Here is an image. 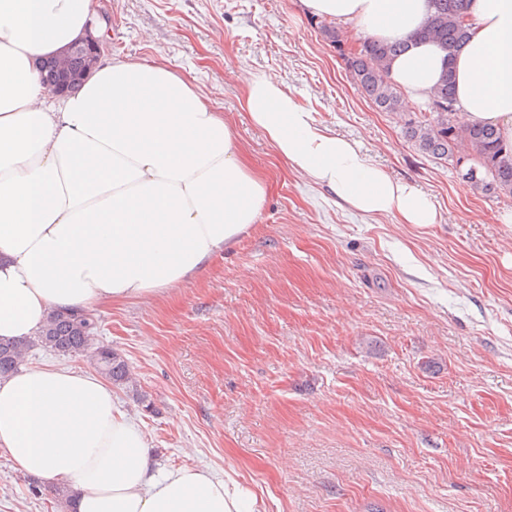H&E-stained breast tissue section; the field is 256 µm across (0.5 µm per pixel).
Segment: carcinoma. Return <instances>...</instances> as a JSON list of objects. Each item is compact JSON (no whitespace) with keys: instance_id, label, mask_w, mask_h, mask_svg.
I'll return each instance as SVG.
<instances>
[{"instance_id":"carcinoma-1","label":"carcinoma","mask_w":512,"mask_h":512,"mask_svg":"<svg viewBox=\"0 0 512 512\" xmlns=\"http://www.w3.org/2000/svg\"><path fill=\"white\" fill-rule=\"evenodd\" d=\"M433 14L420 35L433 39L454 54L471 37L465 0H431ZM325 38L343 58L361 94L384 112L403 109L401 92L388 76L390 61L405 50L401 42L365 39L346 45L334 25L322 27ZM455 78L445 71L428 99L418 109L429 114L423 121L408 124L406 134L422 153L448 160L456 148L466 150L469 166L463 176L488 191L512 196V152L506 150L498 130L488 124L462 126L454 112ZM95 323L86 313L57 312L33 337L0 343V375L20 368L28 350L41 346L62 355L82 354L94 368L115 385L131 382L127 362L112 347L97 341Z\"/></svg>"}]
</instances>
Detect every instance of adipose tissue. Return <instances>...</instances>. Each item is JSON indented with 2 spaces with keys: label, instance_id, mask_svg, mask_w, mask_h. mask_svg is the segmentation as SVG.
Wrapping results in <instances>:
<instances>
[{
  "label": "adipose tissue",
  "instance_id": "obj_1",
  "mask_svg": "<svg viewBox=\"0 0 512 512\" xmlns=\"http://www.w3.org/2000/svg\"><path fill=\"white\" fill-rule=\"evenodd\" d=\"M366 37L405 41L390 77L407 107L455 73L463 123L500 128L512 150V0H470L455 55L412 41L428 0H302ZM92 0H0V340L36 335L51 311L163 295L254 224L266 187L231 128L167 67L97 64L49 102L40 64L84 37ZM243 107L292 168L359 212L432 224L430 201L262 75ZM0 448L24 475L67 484L73 512H251L207 468H155L141 428L96 375L53 366L0 377Z\"/></svg>",
  "mask_w": 512,
  "mask_h": 512
}]
</instances>
